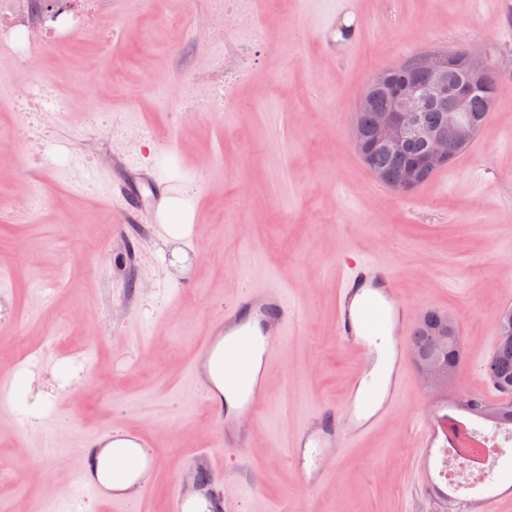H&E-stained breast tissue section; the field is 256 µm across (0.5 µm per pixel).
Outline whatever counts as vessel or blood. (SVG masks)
<instances>
[{"label":"vessel or blood","instance_id":"vessel-or-blood-1","mask_svg":"<svg viewBox=\"0 0 512 512\" xmlns=\"http://www.w3.org/2000/svg\"><path fill=\"white\" fill-rule=\"evenodd\" d=\"M337 262L343 275L337 287L336 337L359 355L362 369L341 403L314 411L293 434L290 464L312 489L329 478L336 450L356 447L396 412L412 379L410 337L417 319L399 295L390 264L351 253ZM297 318L284 286H246L225 306L190 362L187 375L223 428L225 447L242 449L258 411L267 406V374ZM218 353L224 356V381L239 395L233 405L217 398L206 372ZM107 448L130 476L128 486L109 490L100 480L97 458ZM218 458L217 449L198 448L181 461L166 512H232ZM160 467L146 434L116 429L84 436L75 479L88 497L110 505L112 512H140L143 491Z\"/></svg>","mask_w":512,"mask_h":512}]
</instances>
